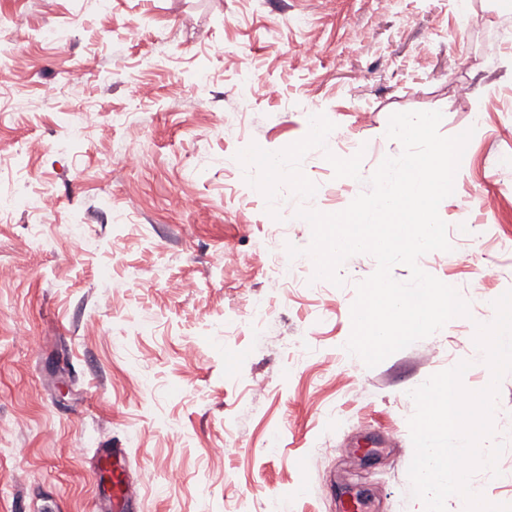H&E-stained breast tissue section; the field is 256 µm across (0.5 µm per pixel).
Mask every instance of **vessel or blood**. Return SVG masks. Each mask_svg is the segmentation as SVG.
<instances>
[{"label":"vessel or blood","instance_id":"vessel-or-blood-1","mask_svg":"<svg viewBox=\"0 0 512 512\" xmlns=\"http://www.w3.org/2000/svg\"><path fill=\"white\" fill-rule=\"evenodd\" d=\"M127 455L123 448H101L97 464L90 473L99 497V512H132L139 502V485L131 480L123 463Z\"/></svg>","mask_w":512,"mask_h":512}]
</instances>
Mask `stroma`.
<instances>
[{"label": "stroma", "mask_w": 512, "mask_h": 512, "mask_svg": "<svg viewBox=\"0 0 512 512\" xmlns=\"http://www.w3.org/2000/svg\"><path fill=\"white\" fill-rule=\"evenodd\" d=\"M317 55L301 61L297 42ZM0 512H93L100 448L145 476L139 512H424L408 467L411 390L474 362L476 327L512 289V13L492 0H0ZM472 130L439 206L463 267H419L469 316L375 367L353 359L356 285L297 272L298 207L344 210L383 158L391 114ZM320 127L322 137L311 134ZM138 155L128 165L127 154ZM352 161V171L337 161ZM283 227L280 239L270 225ZM233 253L235 263L216 259ZM501 276L482 281L478 264ZM364 386L357 395L353 383ZM508 446L470 483L512 504V373L494 415Z\"/></svg>", "instance_id": "obj_1"}]
</instances>
